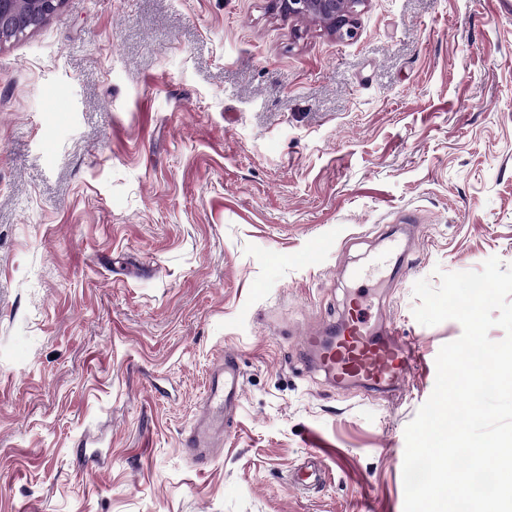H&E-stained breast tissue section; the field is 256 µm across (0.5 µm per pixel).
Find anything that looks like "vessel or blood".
Here are the masks:
<instances>
[{
	"instance_id": "obj_1",
	"label": "vessel or blood",
	"mask_w": 512,
	"mask_h": 512,
	"mask_svg": "<svg viewBox=\"0 0 512 512\" xmlns=\"http://www.w3.org/2000/svg\"><path fill=\"white\" fill-rule=\"evenodd\" d=\"M395 324H387L381 335L372 333L359 310H352L340 323L334 343L320 336L306 338L316 354L315 363L331 380L344 383L364 379L376 384L400 383L415 361L413 347L398 340ZM241 380L232 359L213 370L205 399V410L182 444L195 459L207 458L220 436L226 435V420L239 406Z\"/></svg>"
}]
</instances>
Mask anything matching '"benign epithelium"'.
<instances>
[{
  "mask_svg": "<svg viewBox=\"0 0 512 512\" xmlns=\"http://www.w3.org/2000/svg\"><path fill=\"white\" fill-rule=\"evenodd\" d=\"M281 15L290 19H310L323 24L336 38L351 40L356 36L359 7L367 0H274ZM64 0H0V47L26 36Z\"/></svg>",
  "mask_w": 512,
  "mask_h": 512,
  "instance_id": "benign-epithelium-1",
  "label": "benign epithelium"
}]
</instances>
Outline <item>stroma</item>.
Instances as JSON below:
<instances>
[{"label":"stroma","mask_w":512,"mask_h":512,"mask_svg":"<svg viewBox=\"0 0 512 512\" xmlns=\"http://www.w3.org/2000/svg\"><path fill=\"white\" fill-rule=\"evenodd\" d=\"M512 266V0H65L0 48V512H404V432L459 322L414 284ZM419 363L303 349L350 301ZM230 434L182 445L224 355ZM325 478H291L310 456ZM277 9L288 19H310L322 23L336 38L353 39L359 7L367 0H274ZM358 307L355 302L349 317L340 323L335 343L324 344L321 336H306V345L316 353L315 364L336 385L352 378L382 385L399 384L415 362V349L394 337L400 336V330L393 322L379 335L372 333Z\"/></svg>","instance_id":"stroma-1"}]
</instances>
